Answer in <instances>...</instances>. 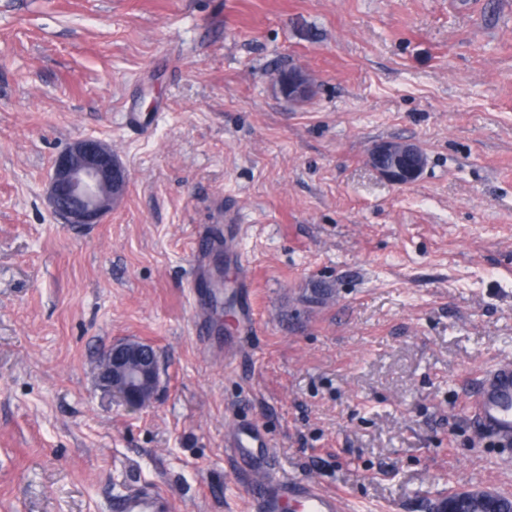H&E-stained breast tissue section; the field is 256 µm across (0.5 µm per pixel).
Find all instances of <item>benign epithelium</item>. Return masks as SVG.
I'll return each mask as SVG.
<instances>
[{
  "label": "benign epithelium",
  "instance_id": "1",
  "mask_svg": "<svg viewBox=\"0 0 512 512\" xmlns=\"http://www.w3.org/2000/svg\"><path fill=\"white\" fill-rule=\"evenodd\" d=\"M275 92L294 105L308 102L314 84L300 67L288 69V78L277 77ZM369 162L387 181L406 185L415 182L425 166L421 148L406 141H381L371 146ZM128 175L112 148L93 138L75 141L56 156L49 182L53 212L70 226L100 224L112 204L126 190ZM101 384L128 407L142 409L155 397L158 361L150 347L118 343L101 360ZM499 493L488 489H459L443 498L433 512H495Z\"/></svg>",
  "mask_w": 512,
  "mask_h": 512
}]
</instances>
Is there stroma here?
Wrapping results in <instances>:
<instances>
[{"mask_svg": "<svg viewBox=\"0 0 512 512\" xmlns=\"http://www.w3.org/2000/svg\"><path fill=\"white\" fill-rule=\"evenodd\" d=\"M314 97L277 96L278 68ZM129 178L72 228L46 178L76 140ZM416 143L419 179L369 166ZM238 270L209 281L224 226ZM160 361L129 409L98 379L114 342ZM512 359V0H0V512H249L234 424L274 474L345 512H431L459 488L512 495V447L466 402ZM278 75L288 73L287 80L277 76L273 84L275 92L288 103L302 105L308 102L314 94V84L308 73L300 67L278 70ZM287 82V86L285 85ZM369 162L377 173L387 181L406 185L415 182L425 166V155L421 148L406 141H381L371 146ZM168 499L160 493L132 490L122 501L119 512H167Z\"/></svg>", "mask_w": 512, "mask_h": 512, "instance_id": "obj_1", "label": "stroma"}]
</instances>
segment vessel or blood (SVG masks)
<instances>
[{
  "label": "vessel or blood",
  "mask_w": 512,
  "mask_h": 512,
  "mask_svg": "<svg viewBox=\"0 0 512 512\" xmlns=\"http://www.w3.org/2000/svg\"><path fill=\"white\" fill-rule=\"evenodd\" d=\"M468 407L485 437L512 445L511 361H501L482 372ZM227 448L254 474L252 512H343L339 495L323 491L311 482L271 475L269 443L259 428L234 426ZM168 508L169 501L162 494L133 490L125 495L120 512H168Z\"/></svg>",
  "instance_id": "vessel-or-blood-1"
}]
</instances>
